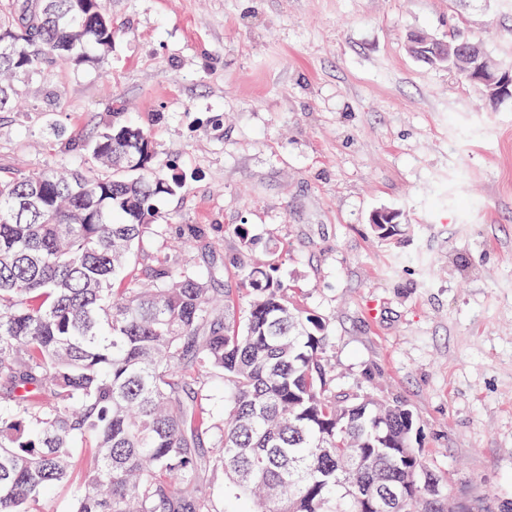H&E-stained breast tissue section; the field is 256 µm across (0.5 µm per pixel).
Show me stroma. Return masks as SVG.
<instances>
[{"label":"stroma","mask_w":512,"mask_h":512,"mask_svg":"<svg viewBox=\"0 0 512 512\" xmlns=\"http://www.w3.org/2000/svg\"><path fill=\"white\" fill-rule=\"evenodd\" d=\"M109 74L58 65L0 113V166L87 169L48 142L121 112L177 167L134 279L160 264L225 268L244 224L256 254L331 334L337 388L398 399L456 512L512 505V99L480 104L410 34L477 44L512 67V0H107ZM405 226L377 238L372 214ZM204 224V240L183 228Z\"/></svg>","instance_id":"stroma-1"}]
</instances>
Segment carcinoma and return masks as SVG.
Masks as SVG:
<instances>
[{
    "label": "carcinoma",
    "mask_w": 512,
    "mask_h": 512,
    "mask_svg": "<svg viewBox=\"0 0 512 512\" xmlns=\"http://www.w3.org/2000/svg\"><path fill=\"white\" fill-rule=\"evenodd\" d=\"M114 30L106 0H18L0 9V112L23 106L20 78L55 64L104 70ZM410 38L436 68L463 56ZM66 141L106 168L0 174V512H32L66 484L78 445L93 449L72 512H219L204 477L224 478V512H447L442 480L414 446L420 422L398 399L336 390L325 321L288 296L278 260L254 262L246 225L233 262L251 293L238 318L207 276L159 266L116 288L157 216L186 187L153 165L140 128L114 122ZM224 386V423L202 407ZM218 430L209 450L201 439ZM403 495L393 501L389 491Z\"/></svg>",
    "instance_id": "1"
}]
</instances>
